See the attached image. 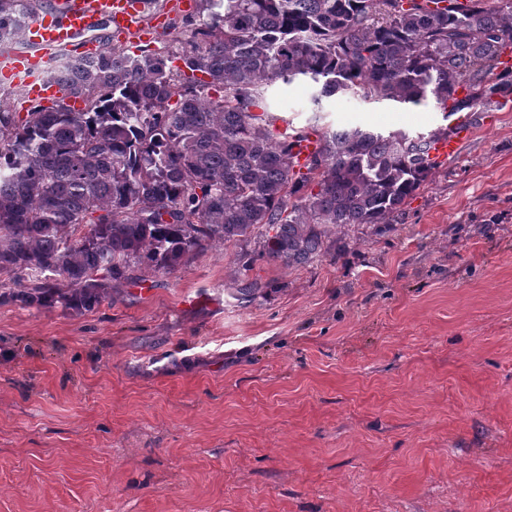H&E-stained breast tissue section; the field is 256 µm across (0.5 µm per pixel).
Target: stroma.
<instances>
[{
    "label": "stroma",
    "mask_w": 512,
    "mask_h": 512,
    "mask_svg": "<svg viewBox=\"0 0 512 512\" xmlns=\"http://www.w3.org/2000/svg\"><path fill=\"white\" fill-rule=\"evenodd\" d=\"M150 47H191L184 14ZM266 87L293 126L439 110ZM87 312L0 301V512H512V106L319 260L208 245Z\"/></svg>",
    "instance_id": "stroma-1"
}]
</instances>
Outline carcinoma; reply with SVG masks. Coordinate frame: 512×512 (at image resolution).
Listing matches in <instances>:
<instances>
[{
    "label": "carcinoma",
    "mask_w": 512,
    "mask_h": 512,
    "mask_svg": "<svg viewBox=\"0 0 512 512\" xmlns=\"http://www.w3.org/2000/svg\"><path fill=\"white\" fill-rule=\"evenodd\" d=\"M172 58L145 47L71 55L54 81L82 98L0 113V273L24 306L97 307L135 265L173 271L204 243L265 229L288 267L322 256L328 228L392 224L439 163L448 133L310 124L275 132L263 87L307 78L312 96L430 104L451 112L512 100V0H223ZM31 0H0V44L25 27ZM222 95H209L210 89ZM466 90L462 99L458 89ZM316 135L300 163L294 140Z\"/></svg>",
    "instance_id": "cac0c4a2"
}]
</instances>
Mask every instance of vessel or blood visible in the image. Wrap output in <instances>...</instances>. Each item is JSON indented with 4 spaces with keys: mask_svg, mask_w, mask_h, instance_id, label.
I'll list each match as a JSON object with an SVG mask.
<instances>
[{
    "mask_svg": "<svg viewBox=\"0 0 512 512\" xmlns=\"http://www.w3.org/2000/svg\"><path fill=\"white\" fill-rule=\"evenodd\" d=\"M143 7L142 0H54L51 7L38 12L28 25L27 51L0 56V78L25 80L31 101L52 106L55 87L40 75L45 53L72 48L77 37L94 29L102 20L115 32L127 35L132 44H148L150 37L141 20ZM455 127L454 133L433 143L429 151L433 160L443 161L457 153L459 142L469 128L460 121Z\"/></svg>",
    "mask_w": 512,
    "mask_h": 512,
    "instance_id": "1",
    "label": "vessel or blood"
}]
</instances>
